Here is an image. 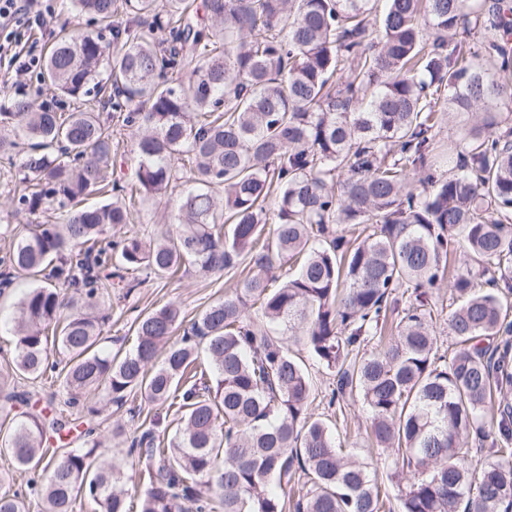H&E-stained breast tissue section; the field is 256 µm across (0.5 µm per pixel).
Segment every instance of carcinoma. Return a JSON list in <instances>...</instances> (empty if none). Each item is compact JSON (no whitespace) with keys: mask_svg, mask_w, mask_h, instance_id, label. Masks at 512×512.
Listing matches in <instances>:
<instances>
[{"mask_svg":"<svg viewBox=\"0 0 512 512\" xmlns=\"http://www.w3.org/2000/svg\"><path fill=\"white\" fill-rule=\"evenodd\" d=\"M373 0H70L101 29L61 31L42 80L92 108L66 116L26 96L0 108V156L18 180L25 234L0 224L12 246L0 285L35 286L18 302L11 371L58 372L72 407L104 389L151 406L178 407L173 434L131 438L132 474L102 458L101 437L47 446L79 427L59 410L28 412L0 433V452L32 481L40 512H385L368 464L342 453L308 412L313 384L287 342L334 376L329 404L350 398L369 433L407 480L398 512H512V0H386L380 33ZM108 113H103V110ZM479 121L448 154H435L438 114ZM137 157L133 181L108 180L114 138ZM423 191L408 189L411 178ZM175 204L176 231L110 240L131 223L128 192ZM111 188L112 201L82 207ZM276 194L277 220L265 201ZM342 224L361 227L354 239ZM463 247L448 314L452 356L434 324L448 254ZM249 273L183 326L176 304L140 316L124 355L99 347V290L119 277L133 289L185 265L204 275ZM297 265L276 284L275 271ZM396 336L367 353L389 317ZM204 353L210 370L193 369ZM500 398L485 423L492 389ZM490 449L494 458L473 461ZM294 499L274 486L301 475ZM0 512H30L4 489Z\"/></svg>","mask_w":512,"mask_h":512,"instance_id":"obj_1","label":"carcinoma"}]
</instances>
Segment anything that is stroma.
<instances>
[{
  "mask_svg": "<svg viewBox=\"0 0 512 512\" xmlns=\"http://www.w3.org/2000/svg\"><path fill=\"white\" fill-rule=\"evenodd\" d=\"M97 24L89 17L73 12L69 0H57L55 11L49 18L46 27L31 30L30 38L39 41L42 50H49L55 36L64 29L80 28L94 30ZM236 274L203 276L195 268L187 271L176 279H159L135 288L128 297H121L119 289H103L98 298L100 311L108 315L109 321L104 327L102 345L110 351L130 350L132 347L130 326L134 319L143 313L168 303L179 306L182 317L186 320L196 319L203 310L213 302L223 298L224 294L234 288ZM31 282L26 278H18L13 288L0 294V372L8 371L14 356L16 340L15 322L16 304L22 293L30 288ZM295 354L305 358L312 377L315 399L309 410L314 417L326 421L338 430L343 446L348 454L357 456L371 463L377 483L382 493L389 497L398 494L397 480L392 475L390 461L378 447L372 445L366 430L369 419L360 403H349L344 414H337L335 409L327 407L322 397L333 383V377L314 360L308 359L306 350L295 347ZM18 391L28 393L30 404L37 409L50 410L62 406L66 394L55 373H46L43 377L17 382ZM88 405L100 408V415L87 417L90 425L100 426L104 431L103 446L107 458L122 462V449L127 448L125 437H111L113 426H123L127 434L144 430L145 416L159 418L162 425L176 428L179 414L172 408H158L142 405L139 398L128 397L122 404L110 403L105 392L93 393L87 398Z\"/></svg>",
  "mask_w": 512,
  "mask_h": 512,
  "instance_id": "obj_1",
  "label": "stroma"
}]
</instances>
